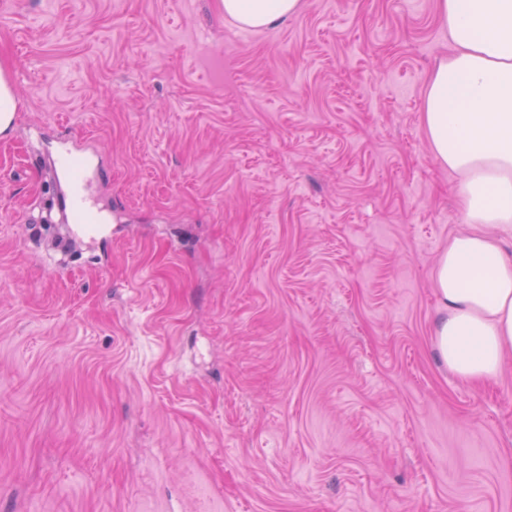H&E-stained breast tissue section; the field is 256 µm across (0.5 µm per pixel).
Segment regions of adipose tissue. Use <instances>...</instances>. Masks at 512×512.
<instances>
[{"mask_svg": "<svg viewBox=\"0 0 512 512\" xmlns=\"http://www.w3.org/2000/svg\"><path fill=\"white\" fill-rule=\"evenodd\" d=\"M241 27L264 30L300 0H221ZM453 50L434 66L421 120L439 164L459 177V202L474 231L439 257L433 328L441 363L465 381L501 371L512 350V257L482 225L512 226V0H438Z\"/></svg>", "mask_w": 512, "mask_h": 512, "instance_id": "obj_1", "label": "adipose tissue"}]
</instances>
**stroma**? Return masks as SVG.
<instances>
[{"instance_id":"obj_1","label":"stroma","mask_w":512,"mask_h":512,"mask_svg":"<svg viewBox=\"0 0 512 512\" xmlns=\"http://www.w3.org/2000/svg\"><path fill=\"white\" fill-rule=\"evenodd\" d=\"M301 3L0 0V512H512V353L433 342L437 0ZM221 5L241 27L264 30L295 14L300 0H222ZM17 107L18 103L12 87L3 71L0 70V123L2 122L0 131H3L11 122ZM61 144L65 150L63 158L70 162L72 166V175L68 182L70 186L69 206L74 214L83 213L89 210L87 199L84 195V185L89 175V169L85 166L84 161L65 142Z\"/></svg>"}]
</instances>
